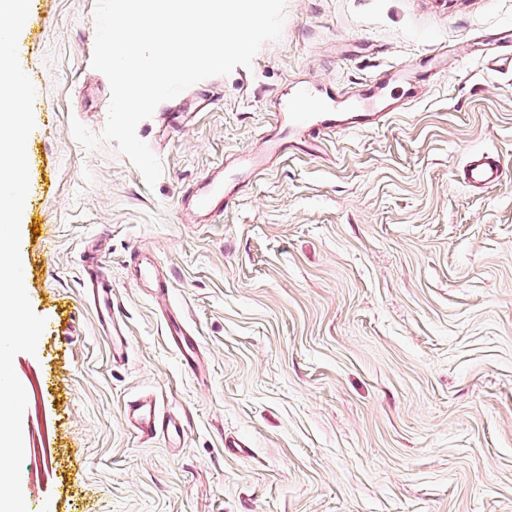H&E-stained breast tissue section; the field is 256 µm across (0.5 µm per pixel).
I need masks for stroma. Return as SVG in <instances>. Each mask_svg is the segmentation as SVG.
I'll list each match as a JSON object with an SVG mask.
<instances>
[{
    "instance_id": "stroma-1",
    "label": "stroma",
    "mask_w": 512,
    "mask_h": 512,
    "mask_svg": "<svg viewBox=\"0 0 512 512\" xmlns=\"http://www.w3.org/2000/svg\"><path fill=\"white\" fill-rule=\"evenodd\" d=\"M95 6L30 0L18 39L39 100L24 286L53 327L13 362L32 389L24 495L46 512H512V0H286L250 67L138 124L163 167L151 188L116 143L72 134L107 118ZM375 76L402 100L384 126L292 143L212 221L183 210L210 167L232 174L283 136L272 114L295 82ZM476 150L504 166L479 194L461 179ZM138 253L168 273L200 375L167 342ZM94 259L120 360L84 287ZM145 394L180 443L127 425ZM228 437L247 453L226 454Z\"/></svg>"
}]
</instances>
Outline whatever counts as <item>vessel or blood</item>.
<instances>
[{
	"label": "vessel or blood",
	"instance_id": "1",
	"mask_svg": "<svg viewBox=\"0 0 512 512\" xmlns=\"http://www.w3.org/2000/svg\"><path fill=\"white\" fill-rule=\"evenodd\" d=\"M385 86L379 81L364 83L359 93H313L307 86H300L291 105L281 107L274 119L297 137L321 140L327 135L347 129H363L379 122L386 114ZM285 144L279 139H268L260 153L243 155L240 165L247 170L265 166L268 156L279 154ZM503 176V164L498 155L487 152L470 154L462 168L463 182L473 189L497 183ZM239 192L237 181L224 177L223 167H215L205 177L202 186L186 193L182 201L199 217L207 219L222 214ZM94 290V307L100 325L110 334L111 350L120 353L124 333L112 318V285L101 272L89 275ZM167 340L177 351L182 363L191 371H198V341L190 335L182 320L170 318L166 323ZM125 416L142 439L161 436L167 439L181 435L182 427L163 416L155 402L149 399L129 401Z\"/></svg>",
	"mask_w": 512,
	"mask_h": 512
}]
</instances>
